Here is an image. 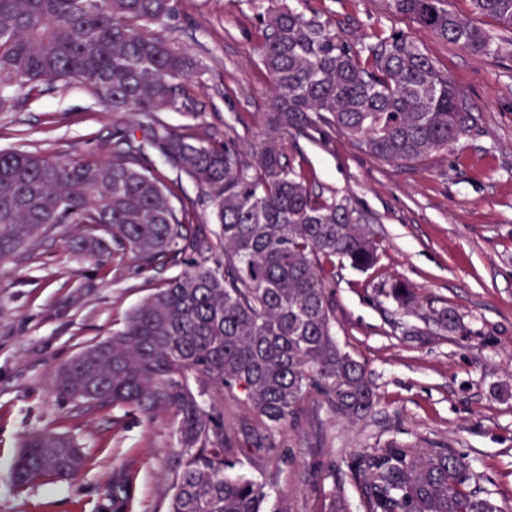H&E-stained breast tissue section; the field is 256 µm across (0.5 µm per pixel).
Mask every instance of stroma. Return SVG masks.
I'll list each match as a JSON object with an SVG mask.
<instances>
[{
	"instance_id": "35a3bbf8",
	"label": "stroma",
	"mask_w": 512,
	"mask_h": 512,
	"mask_svg": "<svg viewBox=\"0 0 512 512\" xmlns=\"http://www.w3.org/2000/svg\"><path fill=\"white\" fill-rule=\"evenodd\" d=\"M318 12L350 39L395 28L415 33L422 50L481 115L477 132L425 161L388 164L339 136L297 145L325 195L348 197L374 218L381 244L375 267L337 265L336 337L373 380L378 403L351 423L315 398L299 428L275 434L280 456L263 464L257 417L224 402V423L243 453L238 473L270 482L267 512H323L332 492L350 512L358 498L348 471L331 462L390 438L443 444L465 457L478 487L512 512V56L476 58L393 14L389 0H181L168 35L194 62L187 85L192 114L162 113L172 129L191 124L261 138L269 79L257 48L262 22L280 8ZM138 121L107 112L76 83H55L0 112V150L40 148L67 158L108 157L116 137ZM80 226L53 229L41 247L0 260V512H96L112 471L139 461L134 512H165L163 420L146 423L109 408L59 399L57 370L86 345L121 329L152 282L178 267L145 268L130 253L105 265L76 254ZM399 279L422 308H398L378 292ZM454 308L461 329L426 326L421 311ZM51 429L75 437L90 462L72 479L16 491L13 464L23 438Z\"/></svg>"
}]
</instances>
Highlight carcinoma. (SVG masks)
<instances>
[{
	"label": "carcinoma",
	"instance_id": "obj_1",
	"mask_svg": "<svg viewBox=\"0 0 512 512\" xmlns=\"http://www.w3.org/2000/svg\"><path fill=\"white\" fill-rule=\"evenodd\" d=\"M407 17L475 57L505 46L474 17L512 32V0H389ZM180 0H0V110L43 85L77 82L113 112H132L147 142L191 178L213 205L216 229H192L195 202L173 190L144 158V141L125 130L110 159L65 161L39 150L0 151V259L37 249L51 229L81 224L75 248L102 265L112 247L146 266L183 265L150 289L121 330L85 346L63 365L53 389L63 400L110 406L147 421L163 418L166 512H266L267 483L230 471L241 449L224 425V399L244 405L265 430L257 457L274 458L272 435L299 426L316 395L330 412L358 419L377 395L365 364L336 339L328 282L336 262L367 270L380 242L374 218L312 182L293 133L337 134L387 163L425 161L479 129L480 115L437 69L416 37L390 29L352 42L312 13L280 9L263 20L259 63L271 82L259 146L229 135L170 131L160 114L190 113L187 55L163 31ZM214 255L208 265L194 253ZM382 292L418 306L403 281ZM440 331L460 327L456 311L432 308ZM88 457L52 430L28 435L14 464L25 489L76 477ZM343 464L361 512H502L470 488L464 458L440 445L390 439ZM138 468L112 473L97 512H134Z\"/></svg>",
	"mask_w": 512,
	"mask_h": 512
}]
</instances>
